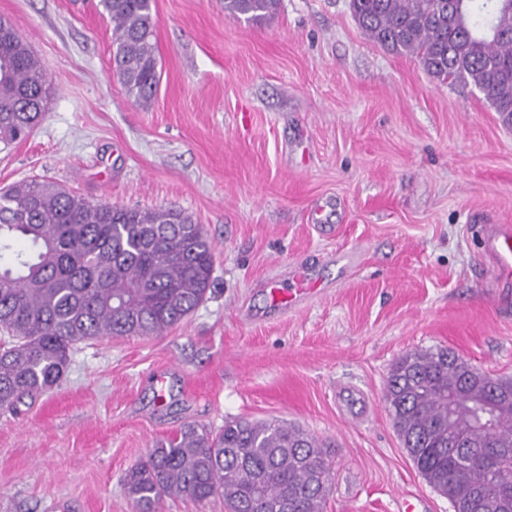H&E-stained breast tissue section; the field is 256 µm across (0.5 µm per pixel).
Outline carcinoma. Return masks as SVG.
Wrapping results in <instances>:
<instances>
[{"instance_id":"1","label":"carcinoma","mask_w":512,"mask_h":512,"mask_svg":"<svg viewBox=\"0 0 512 512\" xmlns=\"http://www.w3.org/2000/svg\"><path fill=\"white\" fill-rule=\"evenodd\" d=\"M350 0L376 44L412 55L437 80L473 86L512 117V0ZM279 0H224V13L260 21ZM112 23V74L128 98L151 105L160 80L154 0H101ZM13 24L0 18V143L27 136L45 114L50 85ZM19 241L26 251L13 250ZM0 410L56 386L75 346L159 336L179 325L213 283V246L174 206L93 204L44 180L0 192ZM495 398L489 428L471 401ZM384 401L424 479L455 492L456 512L512 490V379L493 377L448 349L418 350L390 369ZM489 453L500 461L491 471ZM330 468L323 443L285 422L237 419L217 434L187 423L130 467L136 512L164 497L224 499L228 512H323Z\"/></svg>"}]
</instances>
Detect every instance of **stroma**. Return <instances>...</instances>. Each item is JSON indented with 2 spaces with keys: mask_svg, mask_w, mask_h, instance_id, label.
<instances>
[{
  "mask_svg": "<svg viewBox=\"0 0 512 512\" xmlns=\"http://www.w3.org/2000/svg\"><path fill=\"white\" fill-rule=\"evenodd\" d=\"M159 87L112 76L99 0H0L51 86L0 145V190L32 179L93 203L175 206L215 247L213 289L161 336L79 344L59 384L0 412V512H134L125 472L192 423L286 420L329 446L324 512H453L385 407L393 362L446 348L512 378V288L485 224L512 225V124L471 87L372 42L349 0H154ZM309 272L277 305L267 281ZM279 0H224L225 14L241 17L249 21H260L272 15Z\"/></svg>",
  "mask_w": 512,
  "mask_h": 512,
  "instance_id": "obj_1",
  "label": "stroma"
}]
</instances>
